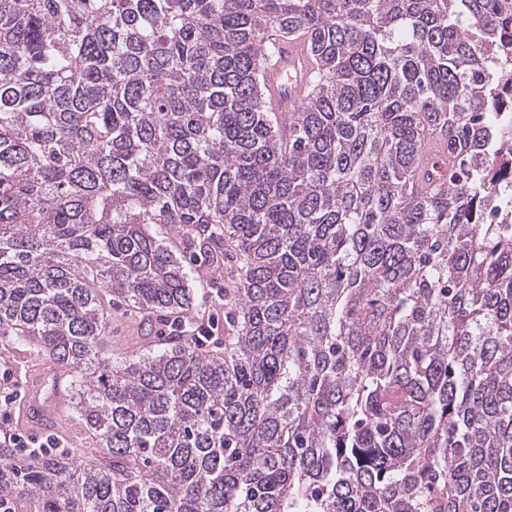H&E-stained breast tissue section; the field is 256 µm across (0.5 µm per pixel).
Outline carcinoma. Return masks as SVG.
<instances>
[{
	"label": "carcinoma",
	"instance_id": "1",
	"mask_svg": "<svg viewBox=\"0 0 512 512\" xmlns=\"http://www.w3.org/2000/svg\"><path fill=\"white\" fill-rule=\"evenodd\" d=\"M511 15L0 0V336L94 444L0 445V512H512ZM271 30L315 69L286 125ZM230 258L205 353L192 266ZM108 303L148 347L112 357Z\"/></svg>",
	"mask_w": 512,
	"mask_h": 512
}]
</instances>
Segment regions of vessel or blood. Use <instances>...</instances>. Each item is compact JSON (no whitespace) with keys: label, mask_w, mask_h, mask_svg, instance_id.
<instances>
[{"label":"vessel or blood","mask_w":512,"mask_h":512,"mask_svg":"<svg viewBox=\"0 0 512 512\" xmlns=\"http://www.w3.org/2000/svg\"><path fill=\"white\" fill-rule=\"evenodd\" d=\"M276 54L265 68V84L274 111L299 112L314 66L303 39L273 37ZM67 396L58 379L41 380L31 388L21 408L24 424L32 430L48 433L52 430L55 412Z\"/></svg>","instance_id":"vessel-or-blood-1"}]
</instances>
